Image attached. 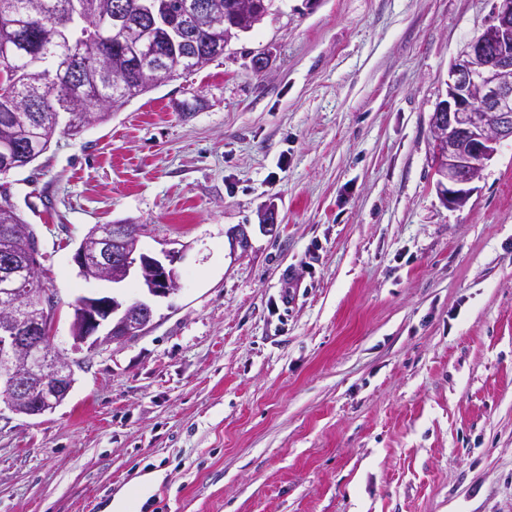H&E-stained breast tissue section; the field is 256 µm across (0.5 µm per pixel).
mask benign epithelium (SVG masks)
<instances>
[{
    "mask_svg": "<svg viewBox=\"0 0 512 512\" xmlns=\"http://www.w3.org/2000/svg\"><path fill=\"white\" fill-rule=\"evenodd\" d=\"M209 10L206 0H194L177 18L183 42H192ZM449 77L447 99L431 117L433 159L443 200L459 205L500 142L512 140V0H496L492 20L457 56ZM138 242L136 224L95 225L73 255L79 276L119 284L135 273L148 295H170L178 280L166 265L173 256H150ZM13 266L12 256L0 257V277L9 284L0 290V401L15 414L39 417L68 398L76 383L75 364L53 351L55 297L46 288L28 299L13 280ZM152 320L153 308L145 300L81 296L73 305L72 337L77 346L95 348L139 336Z\"/></svg>",
    "mask_w": 512,
    "mask_h": 512,
    "instance_id": "benign-epithelium-1",
    "label": "benign epithelium"
}]
</instances>
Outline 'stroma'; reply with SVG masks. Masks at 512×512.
Segmentation results:
<instances>
[{"label":"stroma","mask_w":512,"mask_h":512,"mask_svg":"<svg viewBox=\"0 0 512 512\" xmlns=\"http://www.w3.org/2000/svg\"><path fill=\"white\" fill-rule=\"evenodd\" d=\"M495 4L274 0L0 175L79 364L53 412L0 410V512H512V141L452 206L431 127ZM123 221L178 286L142 335L75 347L77 297L142 295L72 261Z\"/></svg>","instance_id":"35a3bbf8"}]
</instances>
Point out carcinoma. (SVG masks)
<instances>
[{
    "instance_id": "cac0c4a2",
    "label": "carcinoma",
    "mask_w": 512,
    "mask_h": 512,
    "mask_svg": "<svg viewBox=\"0 0 512 512\" xmlns=\"http://www.w3.org/2000/svg\"><path fill=\"white\" fill-rule=\"evenodd\" d=\"M113 0H0V147L22 148L33 162L47 149L57 128L74 136L81 132L77 115L86 123L105 122L134 97L155 88L143 83L136 64L140 42L150 32L141 8L147 0H123V37L112 31ZM216 26H198V51L224 40V29L236 24L248 0H210ZM205 55L193 57L180 44V33L168 31L164 67L166 80L204 68ZM41 94V108L29 111L24 99ZM23 220L0 192V251L33 262L28 237L8 232Z\"/></svg>"
}]
</instances>
